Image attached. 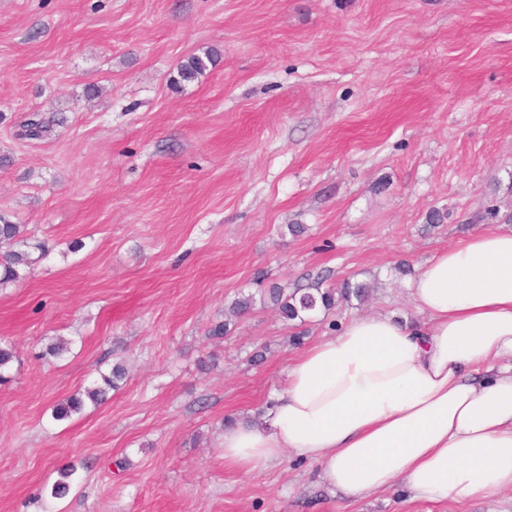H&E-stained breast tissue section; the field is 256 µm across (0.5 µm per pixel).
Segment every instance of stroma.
<instances>
[{"instance_id": "stroma-1", "label": "stroma", "mask_w": 512, "mask_h": 512, "mask_svg": "<svg viewBox=\"0 0 512 512\" xmlns=\"http://www.w3.org/2000/svg\"><path fill=\"white\" fill-rule=\"evenodd\" d=\"M33 112L66 121L22 138ZM0 213L50 248L0 288V512H512V491L353 502L289 453L224 466L225 419L283 387L294 332L416 317L399 261L512 229V0H0ZM346 279L370 300L303 323L266 300ZM118 362L105 403L53 418ZM217 59L216 51H208L204 56L192 55L181 62L178 67V77L181 81L190 82L208 69V65H213Z\"/></svg>"}]
</instances>
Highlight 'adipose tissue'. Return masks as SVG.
Here are the masks:
<instances>
[{"instance_id":"ef3b65f1","label":"adipose tissue","mask_w":512,"mask_h":512,"mask_svg":"<svg viewBox=\"0 0 512 512\" xmlns=\"http://www.w3.org/2000/svg\"><path fill=\"white\" fill-rule=\"evenodd\" d=\"M409 290L421 321L354 317L296 355L260 422L225 426V466L290 452L351 500L399 483L434 502L512 491V230L440 251Z\"/></svg>"}]
</instances>
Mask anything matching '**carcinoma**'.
Listing matches in <instances>:
<instances>
[{
	"mask_svg": "<svg viewBox=\"0 0 512 512\" xmlns=\"http://www.w3.org/2000/svg\"><path fill=\"white\" fill-rule=\"evenodd\" d=\"M217 52L208 51L204 55H192L181 62L178 67V77L184 82L195 80L203 74L208 66L214 64ZM52 120L35 113L23 126L24 136L28 139L43 137L50 127ZM37 250L45 255L43 244L31 243L25 235L24 225L15 224L6 216L0 215V288L17 281L24 276L26 270L34 262L31 251ZM373 293V287L367 282L345 281L339 288H304L287 292L281 288H274L270 292V300L276 306L279 314L288 321H305L309 313L321 308L329 311L339 304L357 302L361 306L366 303ZM126 369L121 364L112 366L109 373L100 374V383L85 390V393L69 397L58 404L53 412L57 420L67 419L74 414L81 413L86 403L95 406L107 399L108 392L119 388L120 382L126 379ZM76 468L65 466L58 471L59 479L50 490V496L61 498L70 490L72 476Z\"/></svg>",
	"mask_w": 512,
	"mask_h": 512,
	"instance_id": "cac0c4a2",
	"label": "carcinoma"
}]
</instances>
